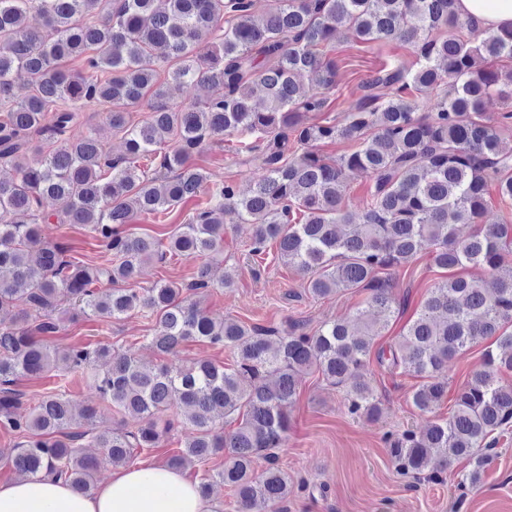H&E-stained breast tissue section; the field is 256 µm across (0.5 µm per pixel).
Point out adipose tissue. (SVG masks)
Listing matches in <instances>:
<instances>
[{"label": "adipose tissue", "mask_w": 512, "mask_h": 512, "mask_svg": "<svg viewBox=\"0 0 512 512\" xmlns=\"http://www.w3.org/2000/svg\"><path fill=\"white\" fill-rule=\"evenodd\" d=\"M456 11L482 28H512V0H455ZM0 512H211L196 484L169 466L138 462L114 472L86 495L44 475L0 485Z\"/></svg>", "instance_id": "obj_1"}]
</instances>
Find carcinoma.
Returning <instances> with one entry per match:
<instances>
[{"label": "carcinoma", "instance_id": "obj_1", "mask_svg": "<svg viewBox=\"0 0 512 512\" xmlns=\"http://www.w3.org/2000/svg\"><path fill=\"white\" fill-rule=\"evenodd\" d=\"M275 2L258 18L253 0H0V163L12 169L0 176V311L17 310L10 324L0 323V428L20 438L10 462L22 474L44 473L91 495L98 458L83 449L97 448L112 465L126 466L135 449L161 446L174 427L167 412L178 403L191 435L168 466L221 454L224 465L205 474L200 493L207 497L220 483L234 491L242 512H276L288 498V474L271 465L257 475L254 463L282 446L302 375L318 370L344 394L350 414L377 419L382 407L368 375L374 358L421 378L411 403L431 412L448 397L449 360L489 339L483 369L455 391L448 418L419 432L391 433L385 443L406 472H420L433 456L446 465L466 459L473 469L462 482L473 485L486 464L481 450L494 444L489 434L512 422V386L498 378L512 371V224L480 223L491 197L512 200V148L483 112L495 93L512 99V70L489 65L512 59V29H480L455 11V0ZM34 6L43 32L27 25ZM345 25L366 41L409 44L416 68L377 69L343 122L311 123L308 114L328 110L336 90V61L319 47ZM447 27L467 35L441 34ZM19 70L31 93L18 101ZM306 75L316 91H305ZM198 83L220 84L224 94L203 106L167 102L170 85ZM434 92L433 111L418 112L410 95ZM145 98L149 115L135 123L128 108ZM88 104L108 106L109 125L123 134L120 155L92 131L71 137L77 112ZM45 134L46 152L32 146ZM224 134L239 135L246 152L264 155L267 174L250 193L239 194L232 182L216 186L210 205L177 225L165 245L129 233L136 215L200 193L209 176L191 158L206 139ZM290 135L296 150L288 148ZM339 138L358 146L338 159L315 150ZM150 155L151 176L139 166ZM354 173L372 177L357 216L345 204ZM43 199L58 210L39 211ZM53 217L90 227L115 260L93 267L67 259L64 246L42 237L41 225ZM226 223L253 225V255L276 243L278 259L308 275L313 296L362 289L369 292L365 304L353 318L313 332L213 320L186 291L212 287L210 259L224 249ZM459 224L477 228L461 237ZM424 249L448 271L484 267L495 275L493 287L448 276L396 343L376 350V337L396 313L380 274ZM168 255L201 260L188 286L116 287ZM61 292L86 316L150 313L149 342L161 354L197 341L232 349L233 364L146 368L109 344L59 350L47 337L61 318L35 324L27 309L53 312ZM96 360L106 366L88 376L92 386L118 411L141 417L137 430H98V409L87 405L79 416L88 429L71 431L73 406L62 389L41 397L27 415L15 414L24 398L19 379L57 371L65 382ZM229 417L238 425L225 433L219 424Z\"/></svg>", "mask_w": 512, "mask_h": 512}]
</instances>
